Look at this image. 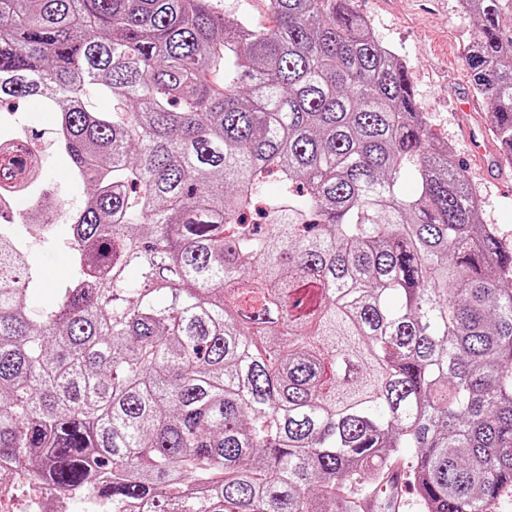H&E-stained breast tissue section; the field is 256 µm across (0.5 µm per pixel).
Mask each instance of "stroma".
<instances>
[{
	"label": "stroma",
	"instance_id": "stroma-1",
	"mask_svg": "<svg viewBox=\"0 0 512 512\" xmlns=\"http://www.w3.org/2000/svg\"><path fill=\"white\" fill-rule=\"evenodd\" d=\"M353 7L370 23L374 38L407 61L415 98L434 135L447 144L465 166L481 199L483 223L495 225L512 240V166L487 167L469 156L463 123H488L486 105L471 112L460 104L473 97L463 47L476 16L462 12L457 0H353ZM43 283L39 298H46L70 272V254L59 243L41 246L37 254Z\"/></svg>",
	"mask_w": 512,
	"mask_h": 512
}]
</instances>
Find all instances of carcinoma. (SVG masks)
<instances>
[{
  "instance_id": "cac0c4a2",
  "label": "carcinoma",
  "mask_w": 512,
  "mask_h": 512,
  "mask_svg": "<svg viewBox=\"0 0 512 512\" xmlns=\"http://www.w3.org/2000/svg\"><path fill=\"white\" fill-rule=\"evenodd\" d=\"M265 2L270 26L211 0H0V480L103 512H359L413 448L418 512H494L512 246L351 0ZM464 2L512 165V0ZM25 99L94 186L46 234ZM51 239L71 272L35 308Z\"/></svg>"
}]
</instances>
